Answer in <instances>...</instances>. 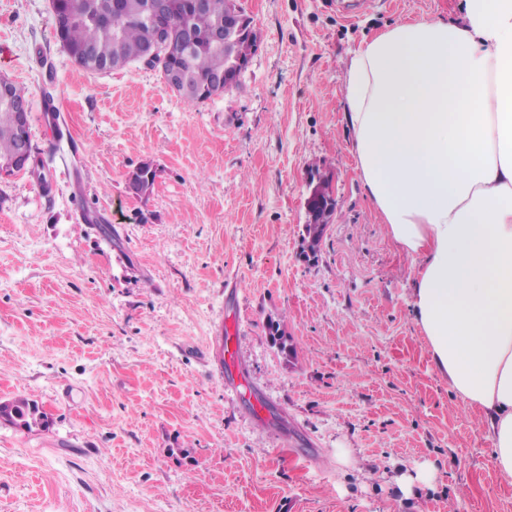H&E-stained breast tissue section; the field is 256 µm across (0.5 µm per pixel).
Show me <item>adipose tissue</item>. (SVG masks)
Listing matches in <instances>:
<instances>
[{
    "label": "adipose tissue",
    "mask_w": 512,
    "mask_h": 512,
    "mask_svg": "<svg viewBox=\"0 0 512 512\" xmlns=\"http://www.w3.org/2000/svg\"><path fill=\"white\" fill-rule=\"evenodd\" d=\"M349 64L345 119L366 197L417 263L431 361L478 411L512 483V0H463Z\"/></svg>",
    "instance_id": "ef3b65f1"
}]
</instances>
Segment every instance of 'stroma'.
Returning a JSON list of instances; mask_svg holds the SVG:
<instances>
[{
  "mask_svg": "<svg viewBox=\"0 0 512 512\" xmlns=\"http://www.w3.org/2000/svg\"><path fill=\"white\" fill-rule=\"evenodd\" d=\"M240 4L259 50L237 87L191 103L157 66L79 67L52 0H0V75L28 90L50 175L0 177V401L51 419L0 422V512H512L484 424L433 367L417 263L362 191L344 116L366 40L460 20L461 0ZM147 160L138 198L126 176ZM314 173L335 211L309 261ZM230 318L246 399L214 358ZM422 469L431 483L401 490ZM156 170L149 162H143L136 169L129 172L127 186L137 197H145L150 194L156 180ZM0 421L27 431L46 428L50 424L48 415L38 404L22 396L0 402Z\"/></svg>",
  "mask_w": 512,
  "mask_h": 512,
  "instance_id": "35a3bbf8",
  "label": "stroma"
}]
</instances>
